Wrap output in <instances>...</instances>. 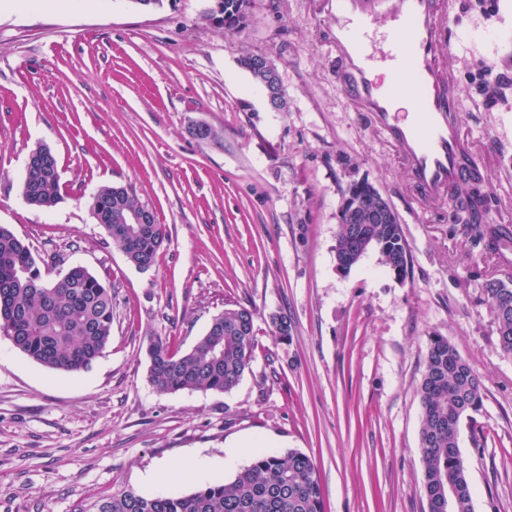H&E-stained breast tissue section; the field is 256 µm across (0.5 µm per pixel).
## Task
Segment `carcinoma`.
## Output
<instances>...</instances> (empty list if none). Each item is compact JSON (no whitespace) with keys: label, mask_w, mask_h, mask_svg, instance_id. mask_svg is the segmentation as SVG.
I'll list each match as a JSON object with an SVG mask.
<instances>
[{"label":"carcinoma","mask_w":512,"mask_h":512,"mask_svg":"<svg viewBox=\"0 0 512 512\" xmlns=\"http://www.w3.org/2000/svg\"><path fill=\"white\" fill-rule=\"evenodd\" d=\"M202 19L228 33L239 32L250 18L251 0H220ZM22 190L26 202L51 209L61 199L56 158L47 151L25 168ZM133 186H103L91 197L89 209L127 260L135 267L154 265L167 241L164 225L151 222L134 231L121 224L117 211L142 210ZM470 242L484 252L497 249L500 229L495 224L463 220ZM368 239L376 240L382 257L407 251L398 216L391 224H367ZM484 292L497 322L498 345L512 354V288L491 280ZM112 287L85 267H70L47 279L28 245L0 225V330L35 363L59 372L88 369L106 349L112 336ZM254 344V312L231 305L212 319L206 333L185 353L173 351L167 340L153 336L148 344L149 380L159 391L229 392L249 368ZM421 402L420 451L424 490L430 509L447 493L444 480L458 488L457 512H473L471 486L459 448L463 418L482 403L481 383L469 363L447 337L428 339L423 375L418 386ZM96 512H324L317 467L306 454L260 452L250 466L231 480H216L180 496L144 497L131 490L97 503Z\"/></svg>","instance_id":"1"}]
</instances>
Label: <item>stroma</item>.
<instances>
[{
	"label": "stroma",
	"mask_w": 512,
	"mask_h": 512,
	"mask_svg": "<svg viewBox=\"0 0 512 512\" xmlns=\"http://www.w3.org/2000/svg\"><path fill=\"white\" fill-rule=\"evenodd\" d=\"M213 0H80L0 10V225L54 274L81 265L110 284L112 339L85 371L48 370L0 332V512H95L131 489L200 487L195 454L262 451L312 458L325 512H428L416 394L428 338L448 337L479 377L482 404L460 428L473 512H512V355L498 346L487 280L512 286L506 258L472 248L447 202L418 203L394 149L332 82L309 0H252L245 29L201 19ZM446 63L466 134L493 199L512 221V0H456ZM262 53L287 94L272 109L240 64ZM205 123L218 140L189 130ZM48 147L61 201L29 206L27 157ZM390 203L409 251L397 278L372 247L336 265L350 183ZM135 186L168 242L148 271L131 265L88 203ZM253 310L249 369L228 393L157 392L148 340L193 348L225 305ZM286 317L287 337L271 319ZM169 467L175 477L154 483Z\"/></svg>",
	"instance_id": "35a3bbf8"
}]
</instances>
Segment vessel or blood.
Instances as JSON below:
<instances>
[{"label": "vessel or blood", "mask_w": 512, "mask_h": 512, "mask_svg": "<svg viewBox=\"0 0 512 512\" xmlns=\"http://www.w3.org/2000/svg\"><path fill=\"white\" fill-rule=\"evenodd\" d=\"M453 0H313L332 77L395 149L419 199H447L483 179L463 130L460 92L441 43L452 36ZM387 30L373 36L371 27ZM409 110H401V103Z\"/></svg>", "instance_id": "obj_1"}]
</instances>
